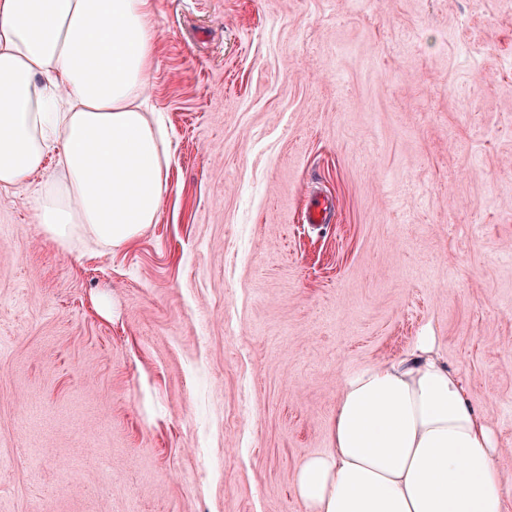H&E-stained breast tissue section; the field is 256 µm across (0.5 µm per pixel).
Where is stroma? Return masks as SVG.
<instances>
[{"label": "stroma", "mask_w": 512, "mask_h": 512, "mask_svg": "<svg viewBox=\"0 0 512 512\" xmlns=\"http://www.w3.org/2000/svg\"><path fill=\"white\" fill-rule=\"evenodd\" d=\"M152 2L158 223L64 250L54 160L0 191V512H305L343 374L428 326L512 512V0Z\"/></svg>", "instance_id": "1"}]
</instances>
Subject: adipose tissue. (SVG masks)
Listing matches in <instances>:
<instances>
[{"mask_svg": "<svg viewBox=\"0 0 512 512\" xmlns=\"http://www.w3.org/2000/svg\"><path fill=\"white\" fill-rule=\"evenodd\" d=\"M150 0H0V191L57 155L63 188L37 220L59 246L118 248L168 191L162 120L143 107ZM328 450L304 458L307 512H505L500 449L431 329L396 358L344 373Z\"/></svg>", "mask_w": 512, "mask_h": 512, "instance_id": "1", "label": "adipose tissue"}]
</instances>
